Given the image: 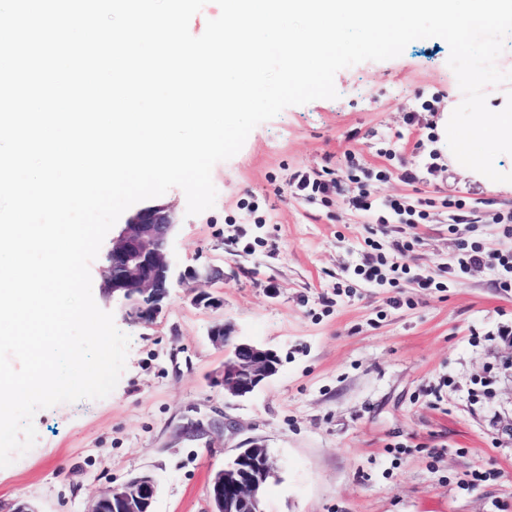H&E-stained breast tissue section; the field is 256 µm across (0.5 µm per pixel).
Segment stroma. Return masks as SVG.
<instances>
[{
	"mask_svg": "<svg viewBox=\"0 0 512 512\" xmlns=\"http://www.w3.org/2000/svg\"><path fill=\"white\" fill-rule=\"evenodd\" d=\"M450 48L434 37L386 61L337 72V98L282 110L217 163L212 209L187 215L170 243L179 269L219 265L213 293L175 285L148 326L124 318L102 288L104 256L90 265L97 305L130 337L114 391L40 410L24 463L0 468V512L21 498L41 512H85L140 471L159 486L155 512H208L211 474L251 441L278 466L265 512H512V272L498 263L457 269L462 247L512 252L497 215L512 197L461 175L434 138L438 113L458 88ZM387 180L374 200L428 209L421 224H382L340 193L305 200L294 174L323 179L348 158ZM411 169L415 181L400 177ZM469 221H448V200ZM411 249L398 253L400 244ZM401 255L408 275L365 284L355 267ZM433 276L422 289L413 274ZM231 324L236 340L277 352L275 376L245 398L214 378L224 352L208 332Z\"/></svg>",
	"mask_w": 512,
	"mask_h": 512,
	"instance_id": "35a3bbf8",
	"label": "stroma"
}]
</instances>
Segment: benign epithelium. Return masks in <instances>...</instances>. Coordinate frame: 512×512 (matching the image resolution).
<instances>
[{"mask_svg": "<svg viewBox=\"0 0 512 512\" xmlns=\"http://www.w3.org/2000/svg\"><path fill=\"white\" fill-rule=\"evenodd\" d=\"M179 226L174 206L155 204L135 211L112 236L102 268L103 292L121 305L125 317L149 325L163 311L174 281L204 284L224 278L218 267L177 272L170 242ZM212 343L224 349V364L214 383L224 396L252 394L278 371L279 358L271 350L247 342L229 340L223 322L209 332ZM276 465L267 447L253 442L210 479L209 512H264L267 485ZM158 483L148 471L137 473L95 499L85 512H154Z\"/></svg>", "mask_w": 512, "mask_h": 512, "instance_id": "obj_1", "label": "benign epithelium"}]
</instances>
